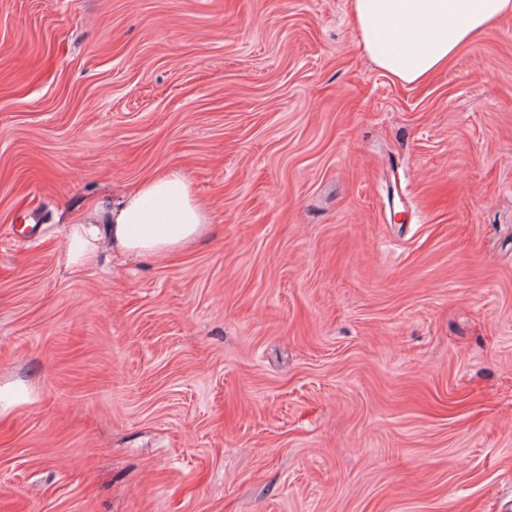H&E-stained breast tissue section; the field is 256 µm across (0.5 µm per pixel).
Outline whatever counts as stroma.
Wrapping results in <instances>:
<instances>
[{
	"label": "stroma",
	"mask_w": 512,
	"mask_h": 512,
	"mask_svg": "<svg viewBox=\"0 0 512 512\" xmlns=\"http://www.w3.org/2000/svg\"><path fill=\"white\" fill-rule=\"evenodd\" d=\"M167 167L203 241L67 263ZM0 512H512V16L409 85L351 0H0Z\"/></svg>",
	"instance_id": "obj_1"
}]
</instances>
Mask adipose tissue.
I'll use <instances>...</instances> for the list:
<instances>
[{"label":"adipose tissue","instance_id":"adipose-tissue-1","mask_svg":"<svg viewBox=\"0 0 512 512\" xmlns=\"http://www.w3.org/2000/svg\"><path fill=\"white\" fill-rule=\"evenodd\" d=\"M360 42L391 77L416 83L512 14V0H351ZM211 216L179 169L167 168L72 219L70 264H96L102 242L136 259L182 252L210 232Z\"/></svg>","mask_w":512,"mask_h":512}]
</instances>
